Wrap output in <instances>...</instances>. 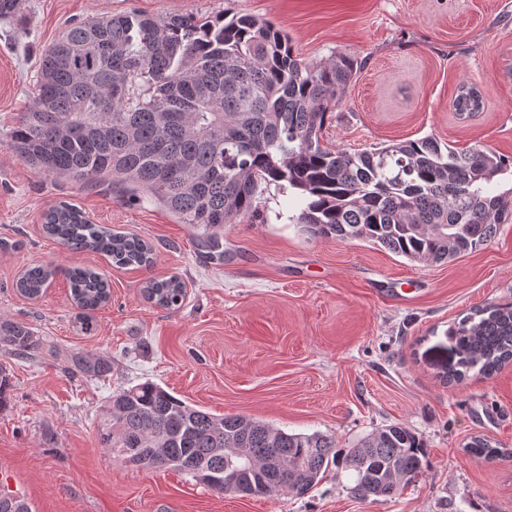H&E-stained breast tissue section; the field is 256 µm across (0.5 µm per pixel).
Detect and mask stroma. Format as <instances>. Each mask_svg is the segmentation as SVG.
<instances>
[{"instance_id":"obj_1","label":"stroma","mask_w":512,"mask_h":512,"mask_svg":"<svg viewBox=\"0 0 512 512\" xmlns=\"http://www.w3.org/2000/svg\"><path fill=\"white\" fill-rule=\"evenodd\" d=\"M133 11L250 15L273 22L306 62L356 57L361 68L323 131L331 147L432 136L512 156V0H23L0 20V240L10 244L0 249V316L28 324L46 349L22 361L0 346L10 378L0 492L22 493L35 512H512V364L488 378H440L460 314L512 301V223L479 250L424 264L365 241L310 237L290 220L296 195L271 184L257 196L259 222L225 225L218 265L157 201L135 200L123 184L40 176L9 148L44 50L74 21ZM464 83L483 98L468 119L452 107ZM61 202L148 241L153 265L68 254L43 231L45 211ZM36 262L94 269L109 302L82 316L61 275L26 298L16 282ZM173 275L186 288L180 308L145 298L148 280ZM78 352L111 356V374L67 373ZM145 381L215 415L332 437L340 452L399 423L423 439L429 465L379 501L356 498L349 473L334 466L303 498L216 494L100 447L102 406ZM475 436L501 455H472Z\"/></svg>"}]
</instances>
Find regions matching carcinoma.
Here are the masks:
<instances>
[{
  "label": "carcinoma",
  "instance_id": "obj_1",
  "mask_svg": "<svg viewBox=\"0 0 512 512\" xmlns=\"http://www.w3.org/2000/svg\"><path fill=\"white\" fill-rule=\"evenodd\" d=\"M360 68L344 54L308 63L272 22L249 16L130 12L80 20L41 57L37 96L9 146L42 176L117 180L148 193L200 230L219 263L224 225L255 222L259 189L273 183L304 196L293 221L313 237L365 240L431 264L486 245L512 220V201L491 189L512 170L511 159L476 147L459 152L430 136L356 152L324 145L329 114ZM482 106L477 88L459 87L455 112L474 114ZM43 229L71 253H102L121 268L153 262L148 242L95 224L65 202L45 212ZM58 274L79 309L89 313L108 303L107 282L80 266L29 265L16 288L36 299ZM144 295L175 310L186 290L171 276L148 281ZM448 339L457 360L448 364L446 380L460 381L474 368L492 376L512 362V303L464 315ZM0 345L25 359L46 348L26 324L2 316ZM71 365L95 378L112 369L104 355H78ZM97 438L127 464L175 468L218 494L233 490L210 478L234 473L253 486L254 497L302 498L334 464L353 473L358 496L386 499L427 466L421 439L401 424L341 455L329 436L216 416L151 382L110 397ZM0 512L32 508L1 493Z\"/></svg>",
  "mask_w": 512,
  "mask_h": 512
}]
</instances>
